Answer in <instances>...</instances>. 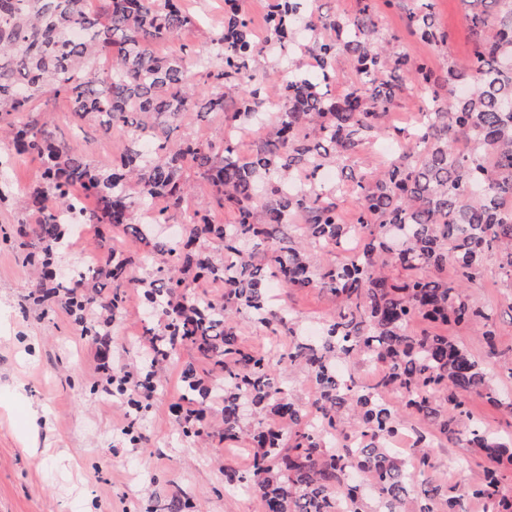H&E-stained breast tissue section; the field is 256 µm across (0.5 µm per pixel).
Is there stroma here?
Returning a JSON list of instances; mask_svg holds the SVG:
<instances>
[{"mask_svg": "<svg viewBox=\"0 0 512 512\" xmlns=\"http://www.w3.org/2000/svg\"><path fill=\"white\" fill-rule=\"evenodd\" d=\"M207 25L186 30L179 42L162 44L158 53L188 45L195 57L216 53L224 26V0H185ZM439 24L447 29L449 51L414 44L417 55L447 66L449 58L470 52L469 20L462 0H438ZM35 108L55 113L59 137L86 143L89 160L116 151L119 131L82 132L69 118L70 105L45 96ZM31 288L29 268L16 252L0 245V512H142L151 500L187 497L203 512H262L257 495L226 488L224 466L247 469L253 451L243 442L200 448L183 439L169 406L179 396L183 363L193 353L182 350L159 374L152 407L139 421V444L124 434L126 405L109 397L100 383L96 347L80 335L65 309L41 316L38 307L21 312L19 303ZM512 291L494 264L474 296L496 309L498 350L487 357L482 337L467 328L448 335L493 374L500 394L512 397V377L501 369L512 360Z\"/></svg>", "mask_w": 512, "mask_h": 512, "instance_id": "obj_1", "label": "stroma"}]
</instances>
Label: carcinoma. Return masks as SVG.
I'll list each match as a JSON object with an SVG mask.
<instances>
[{
	"mask_svg": "<svg viewBox=\"0 0 512 512\" xmlns=\"http://www.w3.org/2000/svg\"><path fill=\"white\" fill-rule=\"evenodd\" d=\"M86 2L0 0V133L41 165L40 182L21 197L0 182V204L26 213L0 225V241L36 273L28 300L44 315L56 306L69 313L96 345L108 388L121 370L110 326L127 291L140 287L161 321L143 330L148 355L121 394L147 411L157 367L192 350L180 372L186 405H174L182 434L248 440L250 469L226 465L224 480L257 492L264 512H337L338 503L343 512H465L458 486L486 512H512L502 490L512 435L491 432L468 408L479 396L511 414L512 399L498 396L493 376L448 335L411 327H468L498 355L494 309L472 289L489 260L512 288V0H463L471 56L445 69L382 31L383 8H396L412 37L448 49L435 0H356L348 16L323 11V0H269L273 52L255 40L241 0H224L217 62L198 60L201 85L185 69L192 50L156 51L195 25L183 0H106L101 16ZM102 55L112 58L109 73L97 66ZM338 55L354 72L341 93ZM299 56L315 60L318 73L302 70ZM269 58L278 70L268 71ZM267 79L283 86L276 112H266ZM409 89L422 108L402 128L389 110ZM45 92L69 101L74 123L123 131L126 152L88 162L56 137L53 116L32 111ZM208 112L224 115V137L179 134ZM264 115L267 136L240 158L237 133ZM381 140L400 144L399 156L380 159ZM193 174L209 194L190 208ZM74 191L95 199L89 219L101 226L102 246L98 265L65 285L57 252L70 227L48 201L66 205ZM157 198L168 202L159 223L182 222L179 237L138 223ZM215 211L232 213L233 223H214ZM114 227L145 241L147 276H134L131 259L109 248ZM354 239L358 251L328 258ZM202 282L222 294L196 297ZM272 282L332 295L321 336L304 335ZM244 318L288 337V349L248 348ZM365 364L378 373L361 385L356 368ZM296 372L313 387L308 405L288 387ZM437 439L481 458L480 479L459 468L453 485L429 480Z\"/></svg>",
	"mask_w": 512,
	"mask_h": 512,
	"instance_id": "carcinoma-1",
	"label": "carcinoma"
}]
</instances>
